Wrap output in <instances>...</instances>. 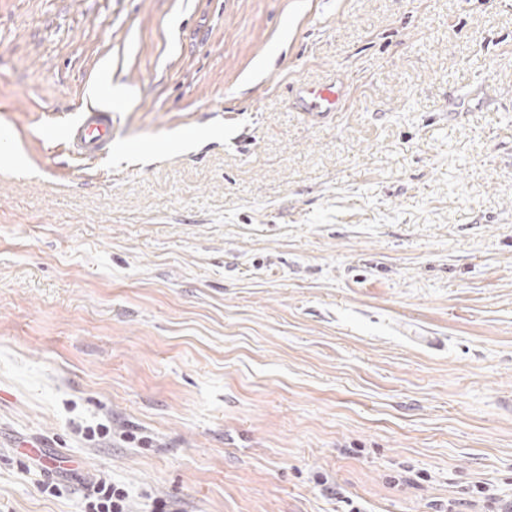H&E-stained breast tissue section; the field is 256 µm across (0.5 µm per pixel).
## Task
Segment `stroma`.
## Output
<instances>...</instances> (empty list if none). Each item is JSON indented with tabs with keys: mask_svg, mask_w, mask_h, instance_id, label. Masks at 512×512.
Listing matches in <instances>:
<instances>
[{
	"mask_svg": "<svg viewBox=\"0 0 512 512\" xmlns=\"http://www.w3.org/2000/svg\"><path fill=\"white\" fill-rule=\"evenodd\" d=\"M101 477L130 512L512 499V0H0V512ZM298 101L304 112L315 118H324L340 112L346 104V94L335 84L304 85L298 91ZM112 141V113L88 110L68 130L65 144L72 154L88 160L99 158Z\"/></svg>",
	"mask_w": 512,
	"mask_h": 512,
	"instance_id": "stroma-1",
	"label": "stroma"
}]
</instances>
